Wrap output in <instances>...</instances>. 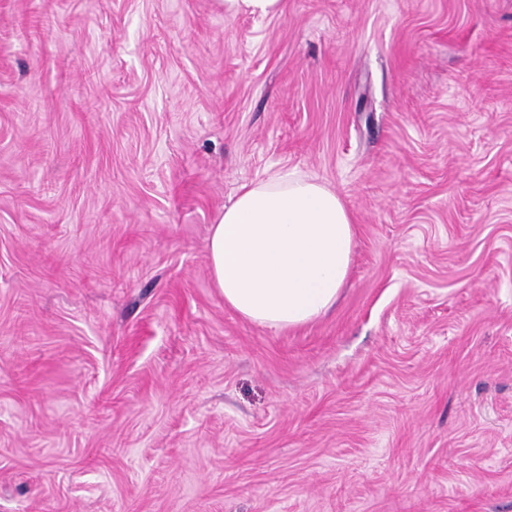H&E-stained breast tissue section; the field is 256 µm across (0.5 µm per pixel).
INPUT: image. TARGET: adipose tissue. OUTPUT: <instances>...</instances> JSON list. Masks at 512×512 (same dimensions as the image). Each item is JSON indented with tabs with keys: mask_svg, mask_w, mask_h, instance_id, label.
Returning <instances> with one entry per match:
<instances>
[{
	"mask_svg": "<svg viewBox=\"0 0 512 512\" xmlns=\"http://www.w3.org/2000/svg\"><path fill=\"white\" fill-rule=\"evenodd\" d=\"M351 218L329 186L297 171L241 185L212 226L210 275L226 307L284 331L327 314L350 271Z\"/></svg>",
	"mask_w": 512,
	"mask_h": 512,
	"instance_id": "ef3b65f1",
	"label": "adipose tissue"
}]
</instances>
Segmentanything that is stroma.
Listing matches in <instances>:
<instances>
[{
	"mask_svg": "<svg viewBox=\"0 0 512 512\" xmlns=\"http://www.w3.org/2000/svg\"><path fill=\"white\" fill-rule=\"evenodd\" d=\"M288 169L355 244L281 332L207 245ZM0 512H512V0H0ZM224 7V14L236 16L249 13L257 17L274 16L282 11V0H219Z\"/></svg>",
	"mask_w": 512,
	"mask_h": 512,
	"instance_id": "35a3bbf8",
	"label": "stroma"
}]
</instances>
